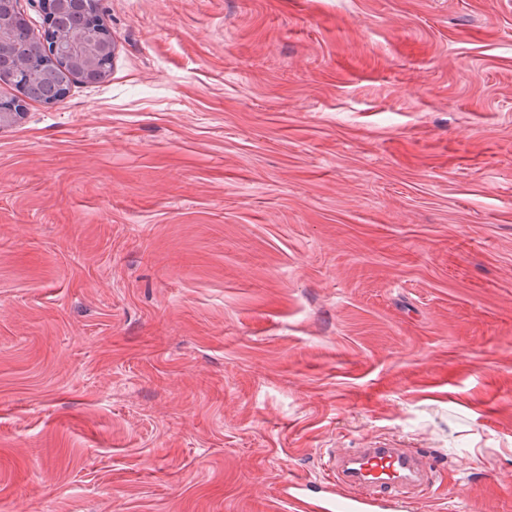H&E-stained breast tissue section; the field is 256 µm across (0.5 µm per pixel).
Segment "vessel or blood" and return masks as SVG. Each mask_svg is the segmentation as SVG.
Segmentation results:
<instances>
[{"mask_svg": "<svg viewBox=\"0 0 512 512\" xmlns=\"http://www.w3.org/2000/svg\"><path fill=\"white\" fill-rule=\"evenodd\" d=\"M325 467L329 480L321 490L299 481L282 485L295 512H403L409 493L431 473L418 450L390 443L333 450Z\"/></svg>", "mask_w": 512, "mask_h": 512, "instance_id": "b4317fda", "label": "vessel or blood"}]
</instances>
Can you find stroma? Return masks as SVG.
Here are the masks:
<instances>
[{
    "instance_id": "obj_1",
    "label": "stroma",
    "mask_w": 512,
    "mask_h": 512,
    "mask_svg": "<svg viewBox=\"0 0 512 512\" xmlns=\"http://www.w3.org/2000/svg\"><path fill=\"white\" fill-rule=\"evenodd\" d=\"M0 126V512H293L333 448L512 512V0H99ZM68 0H31L45 13L50 20L54 13L62 9ZM89 5L80 4L74 10L60 13L55 16L51 28L54 35L70 31V29L86 28L92 22ZM103 32L97 22L93 21L90 27L81 34L70 38L69 52L79 55V59H88L102 62L111 54L113 56L115 43L110 31Z\"/></svg>"
}]
</instances>
